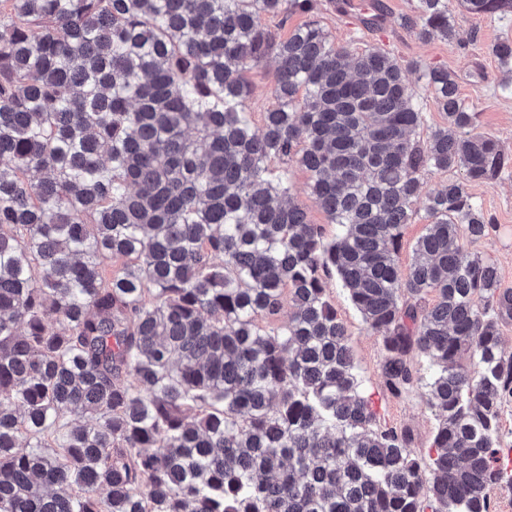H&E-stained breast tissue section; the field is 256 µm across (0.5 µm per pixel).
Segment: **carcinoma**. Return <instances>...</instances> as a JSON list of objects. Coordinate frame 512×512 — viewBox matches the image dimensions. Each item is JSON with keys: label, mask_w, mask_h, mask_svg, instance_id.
<instances>
[{"label": "carcinoma", "mask_w": 512, "mask_h": 512, "mask_svg": "<svg viewBox=\"0 0 512 512\" xmlns=\"http://www.w3.org/2000/svg\"><path fill=\"white\" fill-rule=\"evenodd\" d=\"M450 2L417 0L403 24L452 41ZM315 9L0 0V512H495L491 492L512 490V289L464 253L495 228L467 184L512 172V152L473 132L448 69L427 68L445 122L423 136L389 52L316 20L285 40L266 25ZM492 53L512 63V40ZM270 57L255 124L245 73ZM274 162L308 174L335 233ZM335 278L380 337L391 395L426 359V455L378 425ZM423 210L417 215L411 224L405 225L403 228V235L401 240V249L399 252V261L403 268H405L411 259L412 245L415 240L423 233L424 226L427 223L423 218Z\"/></svg>", "instance_id": "obj_1"}]
</instances>
